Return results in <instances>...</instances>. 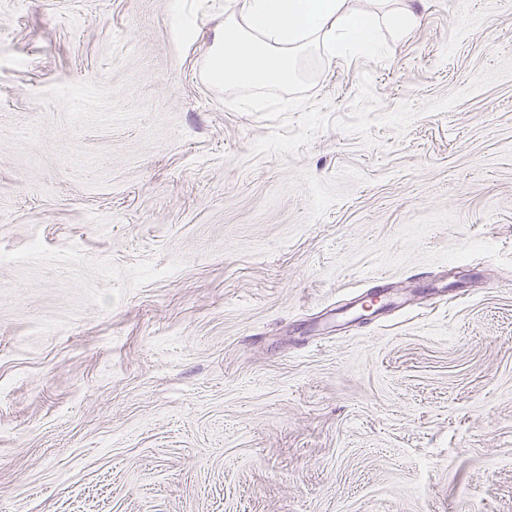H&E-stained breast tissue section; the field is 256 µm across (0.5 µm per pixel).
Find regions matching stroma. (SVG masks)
<instances>
[{
  "label": "stroma",
  "instance_id": "stroma-1",
  "mask_svg": "<svg viewBox=\"0 0 512 512\" xmlns=\"http://www.w3.org/2000/svg\"><path fill=\"white\" fill-rule=\"evenodd\" d=\"M387 6L0 0V512H512V0ZM240 21L224 20L209 66L212 78L239 88L292 85L300 53L316 41L341 55L374 47L378 15L350 10L348 0H241Z\"/></svg>",
  "mask_w": 512,
  "mask_h": 512
}]
</instances>
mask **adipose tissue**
I'll return each mask as SVG.
<instances>
[{"label": "adipose tissue", "mask_w": 512, "mask_h": 512, "mask_svg": "<svg viewBox=\"0 0 512 512\" xmlns=\"http://www.w3.org/2000/svg\"><path fill=\"white\" fill-rule=\"evenodd\" d=\"M381 18L399 33L415 21L407 10L359 14L348 0H241L239 18L224 21L209 71L216 82L239 88L291 85L306 47L321 40L337 54L372 49Z\"/></svg>", "instance_id": "1"}]
</instances>
